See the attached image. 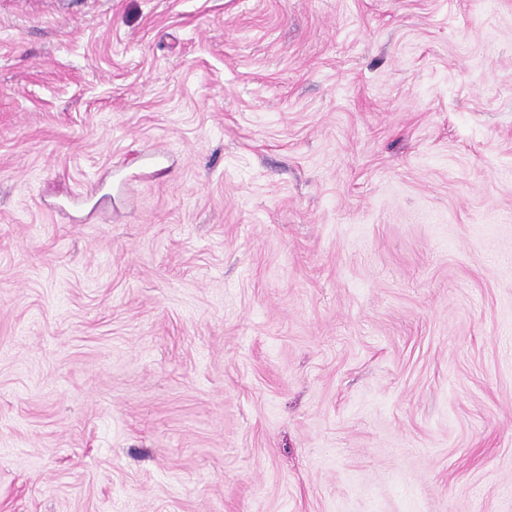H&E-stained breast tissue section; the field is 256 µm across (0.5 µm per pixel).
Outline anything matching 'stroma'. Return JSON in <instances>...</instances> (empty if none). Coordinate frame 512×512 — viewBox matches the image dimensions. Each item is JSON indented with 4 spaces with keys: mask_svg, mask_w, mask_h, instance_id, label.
<instances>
[{
    "mask_svg": "<svg viewBox=\"0 0 512 512\" xmlns=\"http://www.w3.org/2000/svg\"><path fill=\"white\" fill-rule=\"evenodd\" d=\"M0 512H512V0H0Z\"/></svg>",
    "mask_w": 512,
    "mask_h": 512,
    "instance_id": "1",
    "label": "stroma"
}]
</instances>
